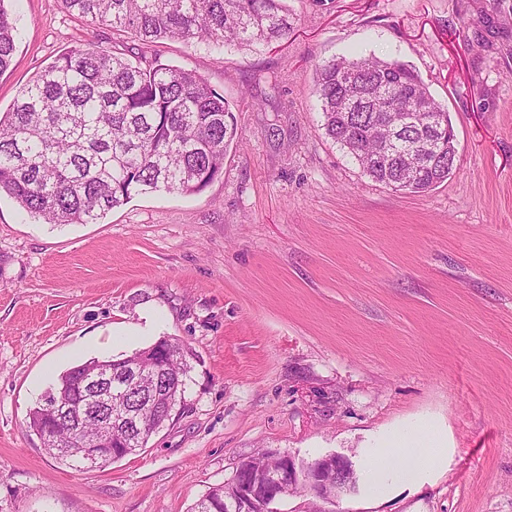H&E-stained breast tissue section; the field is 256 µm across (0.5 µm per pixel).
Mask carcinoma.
<instances>
[{
    "instance_id": "1",
    "label": "carcinoma",
    "mask_w": 512,
    "mask_h": 512,
    "mask_svg": "<svg viewBox=\"0 0 512 512\" xmlns=\"http://www.w3.org/2000/svg\"><path fill=\"white\" fill-rule=\"evenodd\" d=\"M0 0V73L15 49L14 26ZM92 26L130 30L144 42L200 40L248 50L283 39L293 28L285 0H62ZM313 94L325 134L345 149L362 173L398 191L424 193L445 181L456 161L455 134L447 110L419 75L399 60L339 57L315 69ZM416 97L422 119L394 135L395 152L410 143L423 155L409 178L394 159L375 164L372 154L388 134L381 127ZM237 138L233 110L195 71L159 58L132 61L94 41L59 54L32 78L0 117V193L48 224H95L134 195L202 191L224 169ZM164 363L179 377L173 391L184 406L190 371L188 348L166 341ZM117 359H90L64 371L54 390L69 398L72 374ZM54 400L30 410L27 428L56 458L82 468L79 434L65 427L47 432ZM142 432L112 434L107 467L146 447L162 421L143 410ZM191 512H224V486L206 492Z\"/></svg>"
}]
</instances>
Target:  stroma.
<instances>
[{
	"label": "stroma",
	"instance_id": "35a3bbf8",
	"mask_svg": "<svg viewBox=\"0 0 512 512\" xmlns=\"http://www.w3.org/2000/svg\"><path fill=\"white\" fill-rule=\"evenodd\" d=\"M249 51L142 44L62 0H7L0 111L63 49L97 42L200 74L238 143L193 195H138L95 224L0 197V512H191L244 459L339 454L334 512H512V0H286ZM397 59L448 110L456 167L425 193L364 176L328 139L319 64ZM193 353L185 405L136 454L76 469L28 413L65 369L159 339ZM446 453L376 471L395 436ZM4 2L0 0V73L8 69L15 49L14 26ZM397 448L400 449L404 461L393 466L387 472L393 480L405 482L417 478L422 472L430 468L436 460L445 452V448L436 446L430 448H411L408 441L402 437L398 440Z\"/></svg>",
	"mask_w": 512,
	"mask_h": 512
}]
</instances>
